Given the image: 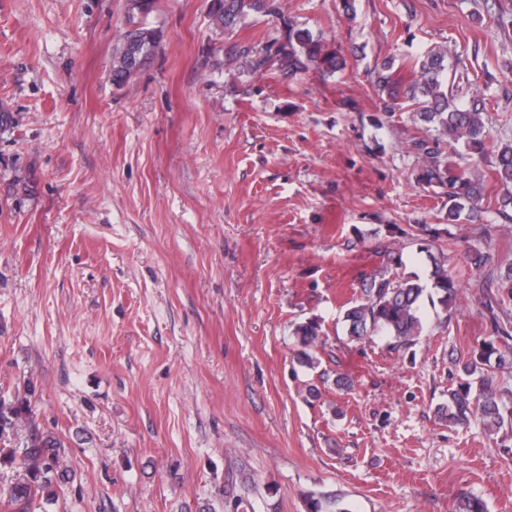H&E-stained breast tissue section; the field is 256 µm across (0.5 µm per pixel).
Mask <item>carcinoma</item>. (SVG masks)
Instances as JSON below:
<instances>
[{
  "mask_svg": "<svg viewBox=\"0 0 512 512\" xmlns=\"http://www.w3.org/2000/svg\"><path fill=\"white\" fill-rule=\"evenodd\" d=\"M275 0H211L208 16L215 28L224 30L237 25L251 13L276 11ZM132 27L124 31L112 51V83L126 84L141 65L154 52L158 33L145 20L135 21V16H147L152 7L139 13L137 7L126 6ZM344 59L334 50H329L322 40L310 30L288 25V34L282 41L273 42L263 54H257L249 63L250 70L260 73L274 66L280 76L288 80L309 69H315L323 79L336 75L344 67ZM445 52L433 50L414 63L412 77L405 82L394 70V61L385 59L371 71V80L382 101L381 111L394 112L402 108V101H410L414 108L411 118L436 133L433 141L418 139L412 144L420 166L415 181L424 187H436L448 199L447 221L457 224L480 216L479 203L485 196L482 176H473L439 148L440 141L448 140V146L460 159L474 160L484 157L492 148L489 132L482 119L484 99L474 96L467 104H459L449 94L454 78L449 72ZM494 179L504 188L498 201L497 214L512 222V145L497 149L494 163ZM419 252L426 254L431 262L430 282L423 285L412 278L390 280L372 277L365 284V298L352 303L343 315L348 335L360 341L367 336L383 335L391 338L393 347L406 348L422 335L423 295L431 289L428 300L431 306L448 311L455 299L460 284L448 269V258L444 253L430 252L429 243L423 239L418 243ZM470 265L484 270L482 287L497 284L509 289L512 294V266L505 269H487L489 254L471 248L466 253ZM319 327L314 323H303L296 327L294 335L301 347L298 362L314 369L319 360L312 353L319 341ZM496 356L501 366L512 365V347L500 349L489 342L480 349L479 360L464 365L463 371L471 376L477 372L478 361ZM470 385L453 390L448 396V405L439 408L441 417L458 426H468L474 419L492 430L512 428V406L501 404L496 399L493 381L480 379L479 394L470 398ZM27 422L30 432L23 447L11 446V437L19 423ZM61 440L49 431L33 424L29 401L16 399L5 402L0 399V468L13 467L18 463L24 468L22 477L7 488L0 489V505L5 512H34L37 501L52 505L56 501L55 487L69 479V469L63 459Z\"/></svg>",
  "mask_w": 512,
  "mask_h": 512,
  "instance_id": "cac0c4a2",
  "label": "carcinoma"
}]
</instances>
